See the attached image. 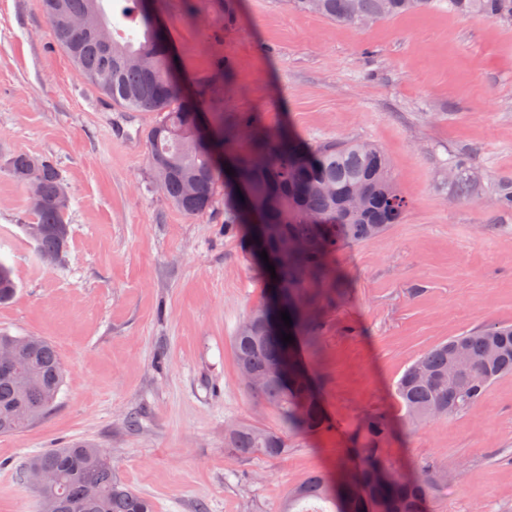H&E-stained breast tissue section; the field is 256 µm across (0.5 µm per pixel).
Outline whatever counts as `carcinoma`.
<instances>
[{"label": "carcinoma", "mask_w": 512, "mask_h": 512, "mask_svg": "<svg viewBox=\"0 0 512 512\" xmlns=\"http://www.w3.org/2000/svg\"><path fill=\"white\" fill-rule=\"evenodd\" d=\"M104 0H42L56 43L80 74L112 104L128 112H153L147 132V161L166 200L188 216H200L215 204L218 184L231 188L224 225L247 229L251 253L265 251L275 266L271 277L262 266L266 304L239 322L233 348L237 370L261 378L248 389L257 402L278 413L281 431L252 423L233 425L225 445L239 455L260 453L276 458L288 452V435L321 433L330 423L322 412L297 351L313 348L324 314L338 293L331 265L344 244H365L403 223L409 202L398 190L386 154L374 143L343 138L303 149L285 130L266 132L241 116L224 120V82L218 78L197 90L210 99L204 118L175 77L177 62L169 35L146 6V0H120L125 32L114 25ZM300 13H314L349 26L428 10L477 15L512 22V0H289ZM90 16L103 23L111 44L104 48L91 35L66 27L68 19ZM41 166L40 195L28 202L44 233L36 242L40 256L56 260L67 250V212L56 205L60 170L50 160L15 152L3 163L7 175L22 183L34 163ZM232 168L233 174L226 173ZM456 197L468 201L473 178L461 159L449 161ZM494 210L512 214V181L495 191ZM16 291L12 268L0 260V303ZM286 311L292 326L284 325ZM290 334L286 343L282 334ZM19 345L15 364L0 370V435L16 433L54 406L64 380L55 346L40 336L0 333V344ZM28 376L26 387L17 375ZM512 375V326L487 325L453 336L422 353L394 386L407 425L469 412L499 379ZM394 431L389 413L375 409L353 424V447L332 481L314 474L292 489L281 512H426L430 491L453 481L459 468L425 460L406 473L384 455ZM54 471L50 490L39 492L41 512H153L152 502L123 484L112 463L94 445L71 442L50 448L25 467Z\"/></svg>", "instance_id": "1"}]
</instances>
